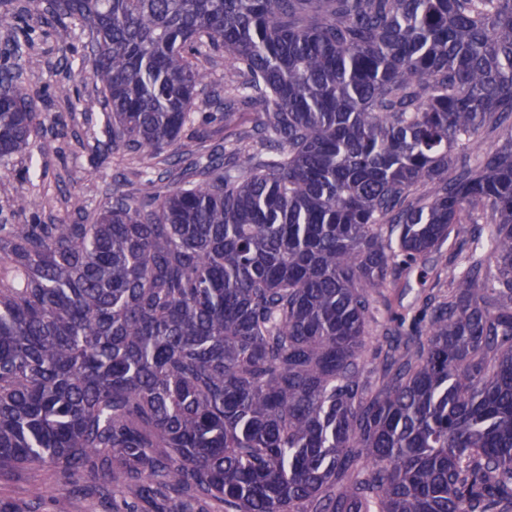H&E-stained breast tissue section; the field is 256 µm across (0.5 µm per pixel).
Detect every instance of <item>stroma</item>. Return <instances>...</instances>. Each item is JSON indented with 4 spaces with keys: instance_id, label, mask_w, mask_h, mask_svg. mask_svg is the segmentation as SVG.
Returning a JSON list of instances; mask_svg holds the SVG:
<instances>
[{
    "instance_id": "1",
    "label": "stroma",
    "mask_w": 512,
    "mask_h": 512,
    "mask_svg": "<svg viewBox=\"0 0 512 512\" xmlns=\"http://www.w3.org/2000/svg\"><path fill=\"white\" fill-rule=\"evenodd\" d=\"M77 31L48 28L34 48L19 61L22 78L40 109L50 113L54 124L46 134L13 157L6 175L0 177V222L22 224L30 213L19 212L16 199L26 195L43 199L42 222L67 220L69 197H80L88 209L106 200L113 181L127 187L138 182L140 164L124 153L96 152L94 145L104 128L101 114L86 117L81 106L68 104L61 87L79 81L80 55L65 56L68 45H80ZM419 289L416 274L403 275L382 291L366 335V347L375 350L382 341L386 302L409 304ZM41 486L40 502L29 497L32 486ZM0 512H112V496L102 482L86 476L64 477L46 468L31 467L0 472Z\"/></svg>"
}]
</instances>
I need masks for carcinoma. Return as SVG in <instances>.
<instances>
[{"instance_id": "1", "label": "carcinoma", "mask_w": 512, "mask_h": 512, "mask_svg": "<svg viewBox=\"0 0 512 512\" xmlns=\"http://www.w3.org/2000/svg\"><path fill=\"white\" fill-rule=\"evenodd\" d=\"M49 9L88 36L96 150L147 164L71 198L78 223L0 224V471L224 512H512V0ZM18 69L0 173L48 121ZM208 104L224 146L184 160ZM416 268L420 313L365 359L370 290Z\"/></svg>"}]
</instances>
